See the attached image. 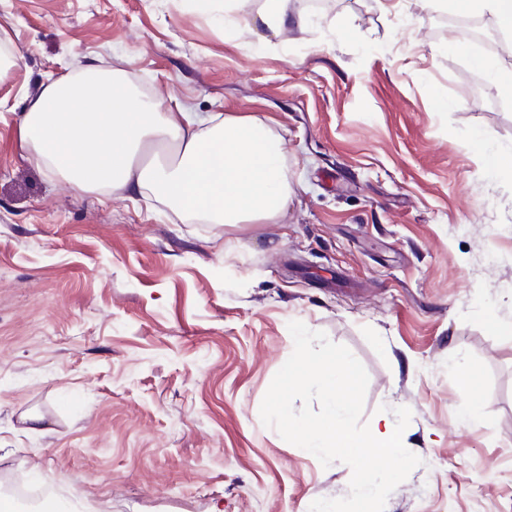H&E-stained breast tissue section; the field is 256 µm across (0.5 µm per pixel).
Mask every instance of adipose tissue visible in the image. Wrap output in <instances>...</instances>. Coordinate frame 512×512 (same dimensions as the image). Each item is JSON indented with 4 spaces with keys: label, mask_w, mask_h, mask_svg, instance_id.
Here are the masks:
<instances>
[{
    "label": "adipose tissue",
    "mask_w": 512,
    "mask_h": 512,
    "mask_svg": "<svg viewBox=\"0 0 512 512\" xmlns=\"http://www.w3.org/2000/svg\"><path fill=\"white\" fill-rule=\"evenodd\" d=\"M253 25L278 36L304 31L288 0H264ZM20 127L36 167L81 191L134 198L209 224L277 219L294 190L282 138L249 115L199 119L140 94L121 68L87 69L45 85Z\"/></svg>",
    "instance_id": "obj_1"
}]
</instances>
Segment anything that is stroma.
Returning a JSON list of instances; mask_svg holds the SVG:
<instances>
[{
  "mask_svg": "<svg viewBox=\"0 0 512 512\" xmlns=\"http://www.w3.org/2000/svg\"><path fill=\"white\" fill-rule=\"evenodd\" d=\"M309 33L224 32L222 0H0V496L72 512H309L349 493L260 419L298 320L347 346L362 420L412 412L422 460L385 512H512V67L451 0H289ZM123 68L199 117L284 138L296 193L267 224H201L38 169L19 118L48 81ZM466 362L470 388L453 367ZM486 407L467 419L472 392ZM42 419L28 430L24 415Z\"/></svg>",
  "mask_w": 512,
  "mask_h": 512,
  "instance_id": "35a3bbf8",
  "label": "stroma"
}]
</instances>
